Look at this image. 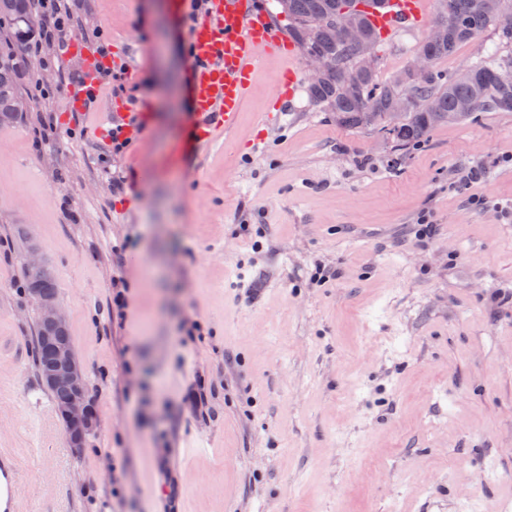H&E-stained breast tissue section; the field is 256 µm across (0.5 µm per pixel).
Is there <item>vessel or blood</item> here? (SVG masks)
I'll list each match as a JSON object with an SVG mask.
<instances>
[{
  "label": "vessel or blood",
  "instance_id": "obj_1",
  "mask_svg": "<svg viewBox=\"0 0 512 512\" xmlns=\"http://www.w3.org/2000/svg\"><path fill=\"white\" fill-rule=\"evenodd\" d=\"M421 0H386L373 19L382 35L392 36L422 27ZM195 64L193 95L204 134L214 127L233 130L242 98L248 92L258 62L265 56L296 60L299 49L273 26L257 0H215L209 13L197 20L188 34ZM70 53L83 55L86 94H95L105 75L97 54L73 39ZM19 475L9 449L0 448V499L8 512H17Z\"/></svg>",
  "mask_w": 512,
  "mask_h": 512
}]
</instances>
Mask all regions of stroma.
I'll list each match as a JSON object with an SVG mask.
<instances>
[{
  "label": "stroma",
  "mask_w": 512,
  "mask_h": 512,
  "mask_svg": "<svg viewBox=\"0 0 512 512\" xmlns=\"http://www.w3.org/2000/svg\"><path fill=\"white\" fill-rule=\"evenodd\" d=\"M72 8L111 76L73 109L84 57L42 49L0 129V448L26 512H512V301L494 299L512 290V112L438 127L391 168L306 92L269 121L286 64L267 58L237 127L203 141L187 14ZM425 34L384 39L381 77ZM32 247L100 418L78 457L34 362Z\"/></svg>",
  "instance_id": "stroma-1"
}]
</instances>
